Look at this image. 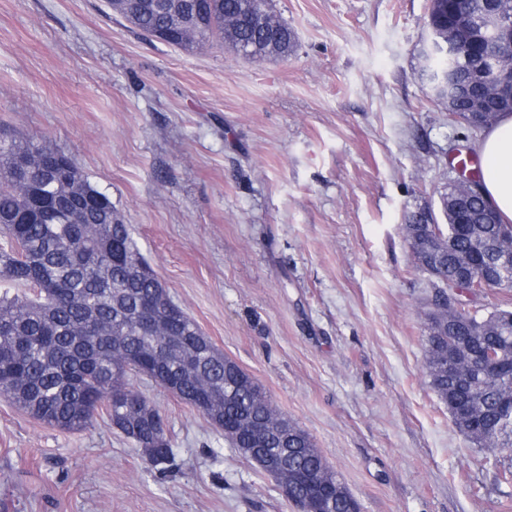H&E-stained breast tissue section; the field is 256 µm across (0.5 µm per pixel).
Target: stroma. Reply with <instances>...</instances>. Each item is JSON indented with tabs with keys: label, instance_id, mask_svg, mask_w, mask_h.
<instances>
[{
	"label": "stroma",
	"instance_id": "obj_1",
	"mask_svg": "<svg viewBox=\"0 0 512 512\" xmlns=\"http://www.w3.org/2000/svg\"><path fill=\"white\" fill-rule=\"evenodd\" d=\"M285 59L147 39L104 0H0V127L105 192L201 331L304 430L361 512H512V455L429 386L428 274L403 226L481 133L420 79L430 0H272ZM171 472L106 416L81 432L0 399V512H295L154 382Z\"/></svg>",
	"mask_w": 512,
	"mask_h": 512
}]
</instances>
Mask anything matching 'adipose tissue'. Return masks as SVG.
I'll use <instances>...</instances> for the list:
<instances>
[{"instance_id": "1", "label": "adipose tissue", "mask_w": 512, "mask_h": 512, "mask_svg": "<svg viewBox=\"0 0 512 512\" xmlns=\"http://www.w3.org/2000/svg\"><path fill=\"white\" fill-rule=\"evenodd\" d=\"M483 191L503 221L512 222V114H502L480 141Z\"/></svg>"}]
</instances>
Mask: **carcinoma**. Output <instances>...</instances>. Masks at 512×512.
<instances>
[{
	"mask_svg": "<svg viewBox=\"0 0 512 512\" xmlns=\"http://www.w3.org/2000/svg\"><path fill=\"white\" fill-rule=\"evenodd\" d=\"M137 0L130 11L116 0L107 7L143 36L160 34L164 43L187 52V27L204 45L245 42L257 58H285L294 51L295 33L275 15L263 24H241L247 0ZM474 18L497 14L512 25V0H433L427 31H457L452 45L460 95L449 108L456 121L471 125L476 101L496 114L506 109L489 96L479 73L501 57V40L489 38L480 23L457 27L456 6ZM58 151L41 139L0 137V397L50 426L83 431L100 413L138 448L154 454L151 468L165 472L174 451L164 419L129 383V375L153 378L141 361L147 350L163 353L159 369L176 397L197 408L206 393L219 400L206 413L224 430L232 447L262 470L288 449V468L297 475L294 495L317 501L334 498L335 512H358L359 502L336 474L326 479L322 456L309 451V435L278 414L259 384L235 361L220 353L195 320L169 296L141 253L130 225L110 197L71 166L68 181L51 170L18 172L17 161L32 164ZM473 194L453 214L450 185L441 194L444 224H430L426 213L404 225L416 267L434 282L428 326L426 370L431 389L448 409L454 425L478 448L512 453V310L486 314L466 308L460 293L483 287V280L512 272L498 246L512 240L505 224L482 194L481 178H470ZM474 277L461 280L459 265ZM154 304L156 324L141 326L144 304ZM466 342L476 356L493 364L448 370V355ZM267 430L264 446L253 443L250 426Z\"/></svg>",
	"mask_w": 512,
	"mask_h": 512,
	"instance_id": "cac0c4a2",
	"label": "carcinoma"
}]
</instances>
